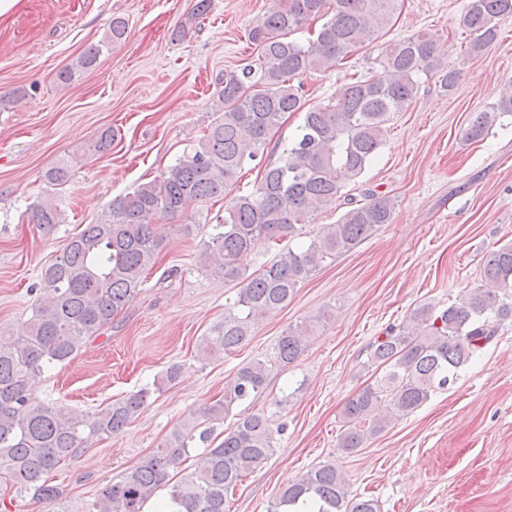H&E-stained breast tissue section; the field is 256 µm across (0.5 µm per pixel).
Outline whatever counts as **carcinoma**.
Returning <instances> with one entry per match:
<instances>
[{"mask_svg":"<svg viewBox=\"0 0 512 512\" xmlns=\"http://www.w3.org/2000/svg\"><path fill=\"white\" fill-rule=\"evenodd\" d=\"M401 0H271L248 31L259 49L258 65L245 64L216 79L212 109L218 114L203 139L158 177L116 196L94 223L72 237L40 274V294L25 334L0 339V473L14 497L49 507L60 504L62 487L51 477L93 439L121 432L147 404L146 388L115 399L92 423L34 396L45 369L68 364L141 292L145 272L163 247L153 231L158 219L187 217L193 205L224 199L247 164L267 153L270 138L288 113L301 115L287 153L264 166L257 187L233 197L224 222L200 246L202 268L238 286L233 306L200 339L203 360L235 352L267 315L286 306L326 260L347 253L392 220L394 202L367 192L346 197L348 209L325 224L305 245L281 252L251 273L239 258L268 243L292 237L318 213L336 205L346 185L358 179L379 153L394 112H405L418 90L417 76L442 67L437 40L421 33L397 41L379 71L340 86L325 103L306 105L308 71H326L387 28ZM512 16V0H468L458 25L467 34V53L478 55L498 36V22ZM322 19L315 39L304 45L290 36L312 19ZM128 24L115 17L97 44L84 49L56 74L62 85L93 68L103 49L125 39ZM512 114V82L491 107L471 113L464 130L480 141L503 115ZM71 162L45 172L51 186L67 183ZM29 223L45 233L64 223L50 197L36 201ZM484 285L439 312L426 304L409 322L372 345L367 368L375 379L345 405L347 428L339 447L353 453L381 433L393 417L413 413L437 389L455 382L459 370L497 335L499 321L512 318V244L486 254ZM316 325L288 328L273 357L241 366L224 388V398L193 413L175 428L151 458L106 486L87 512H144L163 486L158 512H225L229 493L248 472L271 457L272 422L263 412L238 414L234 426L216 433L239 403L257 396L275 369L295 362ZM206 445V462L174 479L196 444ZM271 512H379L371 499L350 495L336 465L324 463L277 493Z\"/></svg>","mask_w":512,"mask_h":512,"instance_id":"obj_1","label":"carcinoma"}]
</instances>
